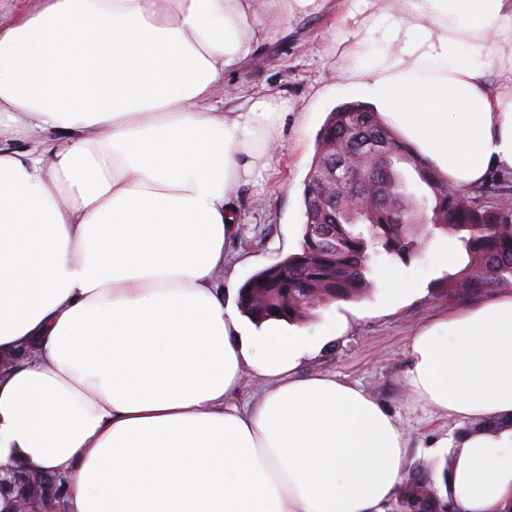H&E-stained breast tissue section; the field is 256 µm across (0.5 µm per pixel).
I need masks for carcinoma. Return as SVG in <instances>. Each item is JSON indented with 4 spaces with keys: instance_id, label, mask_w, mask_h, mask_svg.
Returning <instances> with one entry per match:
<instances>
[{
    "instance_id": "cac0c4a2",
    "label": "carcinoma",
    "mask_w": 512,
    "mask_h": 512,
    "mask_svg": "<svg viewBox=\"0 0 512 512\" xmlns=\"http://www.w3.org/2000/svg\"><path fill=\"white\" fill-rule=\"evenodd\" d=\"M304 216L298 251L253 274L238 293L240 312L254 323H294L331 302L363 297L375 258L406 263L437 231L460 260L442 283L448 297L512 287V173L494 171L479 185L455 189L364 104L346 103L328 115L305 184ZM256 288L270 297L263 309L247 301ZM16 485L46 503L58 490L37 470L17 474ZM402 497L409 512L438 505L434 484L418 471Z\"/></svg>"
}]
</instances>
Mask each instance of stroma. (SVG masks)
Returning a JSON list of instances; mask_svg holds the SVG:
<instances>
[{
    "label": "stroma",
    "mask_w": 512,
    "mask_h": 512,
    "mask_svg": "<svg viewBox=\"0 0 512 512\" xmlns=\"http://www.w3.org/2000/svg\"><path fill=\"white\" fill-rule=\"evenodd\" d=\"M339 42L334 0L319 12L268 18L252 60L226 74L209 102L221 112L236 105L238 92L269 91L288 107L269 169L237 193L239 233L230 246L233 276L224 282L225 304H235L254 273L300 245L304 186L317 134L334 108L355 99L336 72ZM450 252L447 237L437 235L409 264H377L364 298L330 303L299 324L313 341L300 373L333 375L362 388L398 419L408 441L405 473L421 470L435 482L450 461L448 452L435 446L454 433L456 423L411 395L408 343L419 326L459 307L439 291L450 270L444 262ZM390 271L414 280L416 292L387 302L384 278Z\"/></svg>",
    "instance_id": "stroma-1"
}]
</instances>
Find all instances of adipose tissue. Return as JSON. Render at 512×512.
Listing matches in <instances>:
<instances>
[{
	"label": "adipose tissue",
	"instance_id": "adipose-tissue-1",
	"mask_svg": "<svg viewBox=\"0 0 512 512\" xmlns=\"http://www.w3.org/2000/svg\"><path fill=\"white\" fill-rule=\"evenodd\" d=\"M258 2L45 0L0 28V356L33 351L0 369V462L57 476V512H386L402 485L398 421L224 305L233 196L285 115L208 106ZM340 28L337 72L450 186L512 170V0H349ZM409 349L418 402L500 423L442 440L455 512H512V294Z\"/></svg>",
	"mask_w": 512,
	"mask_h": 512
}]
</instances>
